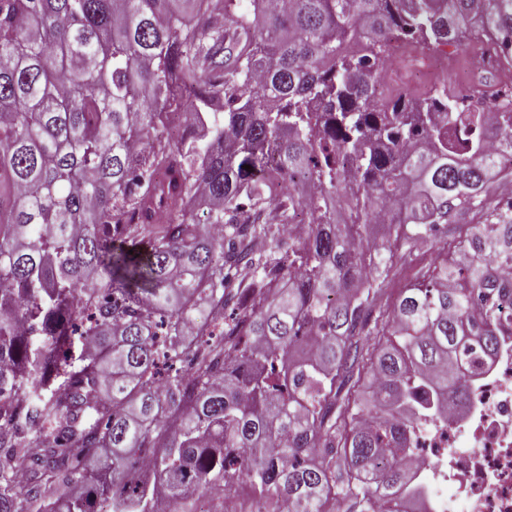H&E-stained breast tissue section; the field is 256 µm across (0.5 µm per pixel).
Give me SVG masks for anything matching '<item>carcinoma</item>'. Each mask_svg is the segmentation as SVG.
I'll return each mask as SVG.
<instances>
[{
  "instance_id": "carcinoma-1",
  "label": "carcinoma",
  "mask_w": 512,
  "mask_h": 512,
  "mask_svg": "<svg viewBox=\"0 0 512 512\" xmlns=\"http://www.w3.org/2000/svg\"><path fill=\"white\" fill-rule=\"evenodd\" d=\"M481 38L512 61V0H0V512H408L509 328L512 134L381 79ZM460 233V229L453 230L451 226H445L440 235L433 242V253L424 259L421 255H418L415 251L411 255L412 261L407 259V262L402 266L400 274L388 285V293L393 296L397 293L400 288H405L410 281L417 275L421 270L426 269L430 263L437 257L439 249L442 248L444 242H448L453 238H457ZM404 271L407 275L404 276Z\"/></svg>"
}]
</instances>
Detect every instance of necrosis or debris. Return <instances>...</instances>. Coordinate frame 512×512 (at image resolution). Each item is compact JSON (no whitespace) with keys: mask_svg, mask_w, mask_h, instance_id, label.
<instances>
[{"mask_svg":"<svg viewBox=\"0 0 512 512\" xmlns=\"http://www.w3.org/2000/svg\"><path fill=\"white\" fill-rule=\"evenodd\" d=\"M414 445L429 512H512V352L492 360L466 408L421 425Z\"/></svg>","mask_w":512,"mask_h":512,"instance_id":"4bbe7bcc","label":"necrosis or debris"}]
</instances>
